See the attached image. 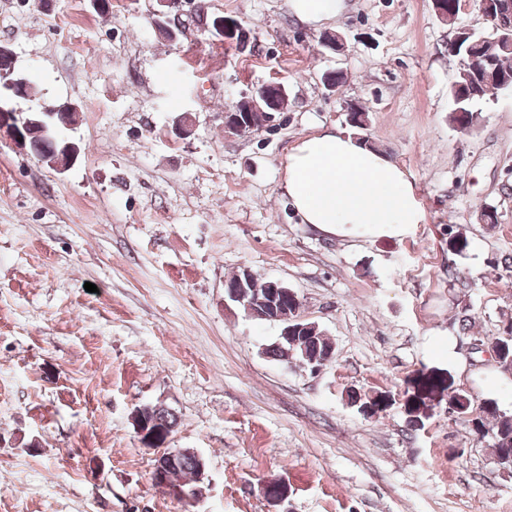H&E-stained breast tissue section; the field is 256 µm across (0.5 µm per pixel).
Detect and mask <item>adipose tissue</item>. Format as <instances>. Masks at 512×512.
<instances>
[{
    "label": "adipose tissue",
    "instance_id": "adipose-tissue-1",
    "mask_svg": "<svg viewBox=\"0 0 512 512\" xmlns=\"http://www.w3.org/2000/svg\"><path fill=\"white\" fill-rule=\"evenodd\" d=\"M284 186L303 223L329 234H342L349 226L386 233L422 219L406 172L340 130L316 133L294 148Z\"/></svg>",
    "mask_w": 512,
    "mask_h": 512
}]
</instances>
